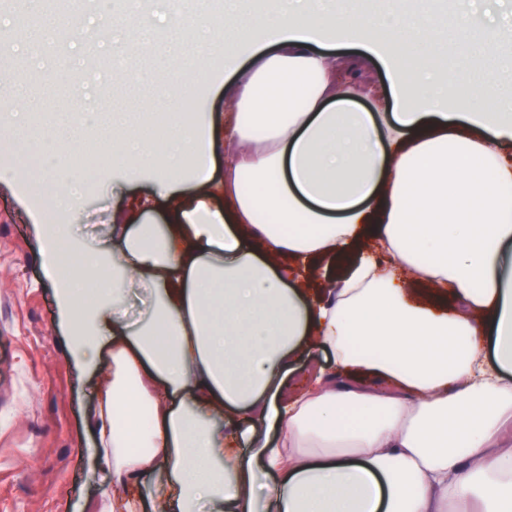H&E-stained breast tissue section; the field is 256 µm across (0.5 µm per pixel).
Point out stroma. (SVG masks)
<instances>
[{"instance_id":"35a3bbf8","label":"stroma","mask_w":512,"mask_h":512,"mask_svg":"<svg viewBox=\"0 0 512 512\" xmlns=\"http://www.w3.org/2000/svg\"><path fill=\"white\" fill-rule=\"evenodd\" d=\"M86 0H69V9L38 28L21 26L12 15L7 49L14 75L27 89L33 107L24 129L12 135L20 152L0 147V167H11L15 185L0 183V512H76L85 498L112 493L111 483L90 475L85 425L96 405L92 375H77L59 328L55 290L43 271L45 255L35 235L30 210L18 193L38 178L28 136L57 138L62 113L84 126L85 135L99 127L87 115L107 112L127 95L113 74L117 64L141 73L151 84L176 85L186 68L203 72L191 109L200 118L234 111L225 99L223 56L199 55L194 62L171 47L173 34L156 22L149 38L128 24L118 41L104 47L91 36H76L70 20L85 10ZM459 0H399L401 10L429 15L440 26L431 46L448 69L493 68L512 73V39L502 49L486 46L480 34L458 23ZM99 171L85 180L83 216L72 234L92 251H104V231L113 209L131 206L154 188L146 173L129 178L110 158H98Z\"/></svg>"}]
</instances>
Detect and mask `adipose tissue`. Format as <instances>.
Listing matches in <instances>:
<instances>
[{"instance_id": "adipose-tissue-1", "label": "adipose tissue", "mask_w": 512, "mask_h": 512, "mask_svg": "<svg viewBox=\"0 0 512 512\" xmlns=\"http://www.w3.org/2000/svg\"><path fill=\"white\" fill-rule=\"evenodd\" d=\"M325 3L211 24L273 48L225 84L231 128L167 115L145 140L108 114L129 171L168 172L164 227L114 221L104 253L35 227L69 362L96 377L85 454L114 494L83 512H512V81L408 55L429 22ZM329 44L382 58L390 111L356 108L375 82H338ZM368 234L378 256L354 252ZM321 258L339 271L318 300ZM312 348L332 371L289 392Z\"/></svg>"}]
</instances>
